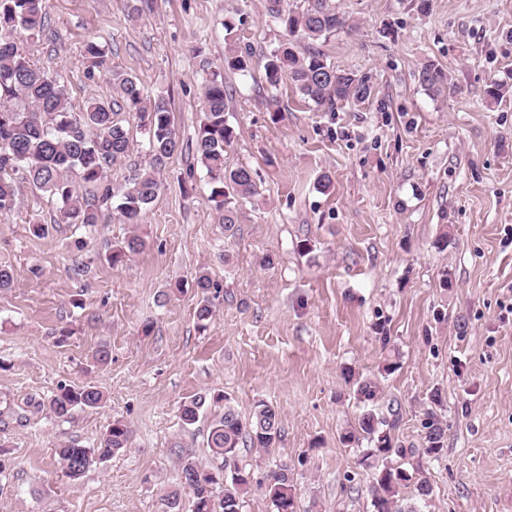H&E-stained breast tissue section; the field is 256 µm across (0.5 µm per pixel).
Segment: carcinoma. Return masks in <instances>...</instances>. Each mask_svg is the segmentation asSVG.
<instances>
[{
  "label": "carcinoma",
  "mask_w": 512,
  "mask_h": 512,
  "mask_svg": "<svg viewBox=\"0 0 512 512\" xmlns=\"http://www.w3.org/2000/svg\"><path fill=\"white\" fill-rule=\"evenodd\" d=\"M45 0H0V212L10 211L16 202L17 189L29 184L48 194L59 205L61 221L67 224H97L101 208L115 207L124 224L140 222L147 207L161 187L157 169L178 150L173 129L170 101L156 98L145 102L137 78L117 73L113 77L114 102L93 100L82 107L72 104L65 86L56 77L38 67L23 47V38L43 32L46 22ZM267 17L282 29L279 46L264 57L265 82L278 90L289 81L319 110L333 112L340 103H363L372 90L367 80L354 72L329 63L317 46L336 32L349 27L346 15L336 0H303L291 9L287 0H265ZM84 55L93 67L106 65L104 47L94 40L84 44ZM252 65L249 54L235 49L224 55V67L244 71ZM422 83L432 89L444 87L446 75L427 65L421 72ZM227 92L224 74L213 71L201 86V118L195 150L212 185L210 201L221 212L224 231L237 224L236 205L259 194L253 171L247 166L230 167L225 152L233 142L234 131L225 119ZM139 116L140 127L147 136L150 160L143 165L130 164L124 183L112 185L107 169L113 162L131 154L129 132L116 119L113 105ZM77 172L85 191L68 178ZM144 240L133 235L112 247L109 260L117 264L138 253ZM194 286L199 295L195 316L199 328L206 329L214 314L212 293L219 292L205 271L196 273ZM378 391L373 378L356 381L355 394L365 410L358 427L341 435L345 443L367 442L362 449L365 461L376 469L371 488L375 512H417V507L402 509L401 493L414 486L422 501L432 495L430 480L418 471H409L393 463L392 457L414 454L412 448L393 443L387 433V420L370 408ZM104 394L91 383L64 385L47 402L57 419H66L77 409L102 406ZM223 406L212 414L207 437L211 462L204 464L191 457L181 461L176 484L163 495L164 512H183L182 490L192 494L191 512H243L252 480L242 464L244 447L270 452L281 440V418L271 404L260 401L251 417L244 420L231 399L224 394L207 398L192 396L181 402L179 420L185 428L195 425L210 407ZM423 452L432 455L444 446L447 425L433 411L423 423ZM130 428L122 419H114L93 447L62 443L55 449L56 462L65 477L79 481L91 468L107 461L128 447ZM274 512H295V484L288 465L272 471L264 484Z\"/></svg>",
  "instance_id": "obj_1"
}]
</instances>
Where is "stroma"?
<instances>
[{
	"label": "stroma",
	"instance_id": "35a3bbf8",
	"mask_svg": "<svg viewBox=\"0 0 512 512\" xmlns=\"http://www.w3.org/2000/svg\"><path fill=\"white\" fill-rule=\"evenodd\" d=\"M339 5L354 27L321 49L365 77L371 97L321 112L286 82L274 115L261 65L223 68L228 46L256 60L278 46L264 0H46L33 61L77 105L111 99L113 72L136 77L145 99L170 100L181 149L138 226L107 209L93 226L59 223L56 203L26 184L0 214V267L14 278L0 290V512H161L181 456L209 460L207 421L182 429L178 406L216 392L242 418L260 401L281 417L274 451L242 455L254 482L245 512H273L261 483L283 462L297 512H373L375 470L340 439L362 412L348 367L378 377L376 407L407 448L422 447L424 413L442 394L445 446L412 460L433 485L420 512H512V96L486 95L512 84V0ZM90 38L110 71H89ZM428 64L451 91L422 84ZM219 68L235 132L226 161L260 180L232 235L195 152L200 88ZM35 223L49 233L33 235ZM133 234L145 248L108 262ZM201 269L223 287L203 331L195 288L167 294ZM390 348L400 364L383 376ZM85 382L102 407L64 421L35 409ZM115 418L132 430L126 450L79 482L56 474L61 443L93 446Z\"/></svg>",
	"mask_w": 512,
	"mask_h": 512
}]
</instances>
